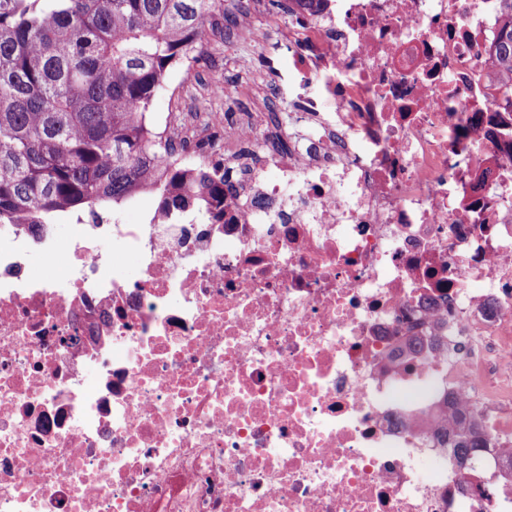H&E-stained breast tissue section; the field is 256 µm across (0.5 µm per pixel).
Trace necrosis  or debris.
Masks as SVG:
<instances>
[{"label": "necrosis or debris", "mask_w": 512, "mask_h": 512, "mask_svg": "<svg viewBox=\"0 0 512 512\" xmlns=\"http://www.w3.org/2000/svg\"><path fill=\"white\" fill-rule=\"evenodd\" d=\"M500 0H288L287 124L167 113L223 210L0 229V512H512L440 446H512ZM287 139V150L277 143ZM455 419L459 427L452 430L446 429L441 435V442L444 444L443 448H448L451 452V457L460 465H463L477 454L491 455V459L493 461L496 460L495 467L497 470L500 469V464L497 460L507 464L508 470L505 471H507L511 478L512 454L510 457L493 455L485 435L478 429L477 423L472 417L467 415L465 410L456 409Z\"/></svg>", "instance_id": "necrosis-or-debris-1"}]
</instances>
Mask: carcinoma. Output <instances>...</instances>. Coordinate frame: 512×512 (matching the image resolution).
<instances>
[{"instance_id": "cac0c4a2", "label": "carcinoma", "mask_w": 512, "mask_h": 512, "mask_svg": "<svg viewBox=\"0 0 512 512\" xmlns=\"http://www.w3.org/2000/svg\"><path fill=\"white\" fill-rule=\"evenodd\" d=\"M217 0H0V224L97 217L148 191L158 209L224 202V177L155 175L164 145L148 114L169 70L207 31L224 29ZM491 51L512 96V0H500ZM441 442L463 465L492 454L466 411Z\"/></svg>"}]
</instances>
